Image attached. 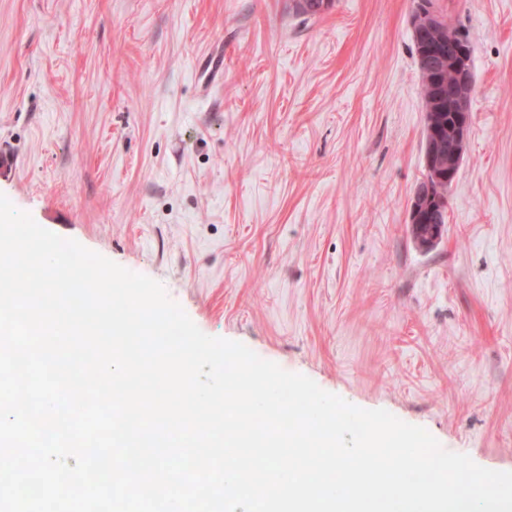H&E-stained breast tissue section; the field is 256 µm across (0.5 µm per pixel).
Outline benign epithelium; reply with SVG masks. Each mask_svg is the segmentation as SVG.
Returning <instances> with one entry per match:
<instances>
[{
  "instance_id": "7a95c632",
  "label": "benign epithelium",
  "mask_w": 512,
  "mask_h": 512,
  "mask_svg": "<svg viewBox=\"0 0 512 512\" xmlns=\"http://www.w3.org/2000/svg\"><path fill=\"white\" fill-rule=\"evenodd\" d=\"M448 19L435 7L429 6L418 13L415 19L414 37L420 39L423 29H443ZM421 77L427 81L438 79L439 75L449 70L453 80L438 87V105H443L454 113L455 126L450 132L451 139L436 128V113L431 112L427 119V133L423 150L424 177L414 192L409 204V224H427L429 220L422 212L431 205H447L446 196L433 191L430 177L440 179L450 186L457 177L460 155L456 144L468 139L472 121V98L474 77L469 53L462 44L446 46L442 43L425 49L417 54Z\"/></svg>"
}]
</instances>
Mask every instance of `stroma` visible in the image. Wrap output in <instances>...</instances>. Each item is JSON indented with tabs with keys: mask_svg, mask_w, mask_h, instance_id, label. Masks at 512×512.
Masks as SVG:
<instances>
[{
	"mask_svg": "<svg viewBox=\"0 0 512 512\" xmlns=\"http://www.w3.org/2000/svg\"><path fill=\"white\" fill-rule=\"evenodd\" d=\"M435 4L475 88L431 250L413 0H0V193L206 335L512 471V0Z\"/></svg>",
	"mask_w": 512,
	"mask_h": 512,
	"instance_id": "35a3bbf8",
	"label": "stroma"
}]
</instances>
